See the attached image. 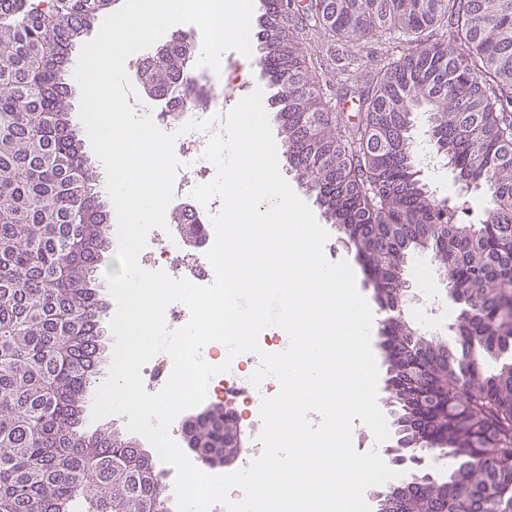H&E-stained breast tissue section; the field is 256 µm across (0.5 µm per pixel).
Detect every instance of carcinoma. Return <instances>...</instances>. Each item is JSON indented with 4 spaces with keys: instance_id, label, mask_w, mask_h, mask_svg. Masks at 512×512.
I'll return each mask as SVG.
<instances>
[{
    "instance_id": "obj_1",
    "label": "carcinoma",
    "mask_w": 512,
    "mask_h": 512,
    "mask_svg": "<svg viewBox=\"0 0 512 512\" xmlns=\"http://www.w3.org/2000/svg\"><path fill=\"white\" fill-rule=\"evenodd\" d=\"M111 0H0V512H167L161 477L128 439L83 427L104 351L112 268L108 204L71 126V47ZM337 40L384 39L405 51L376 65L336 110L295 20ZM257 65L271 86L287 170L344 233L391 313L383 341L394 433L411 453L454 459L401 484L396 512H512V0H286L255 18ZM448 40L425 44L431 28ZM189 39L174 33L144 69L152 91L189 88ZM459 179L488 189L479 224L452 218L419 178L413 116ZM428 251L458 311L456 346L417 331L403 268ZM235 453L237 417L195 419L188 442Z\"/></svg>"
}]
</instances>
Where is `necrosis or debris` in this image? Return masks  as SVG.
Returning <instances> with one entry per match:
<instances>
[{
  "label": "necrosis or debris",
  "instance_id": "1",
  "mask_svg": "<svg viewBox=\"0 0 512 512\" xmlns=\"http://www.w3.org/2000/svg\"><path fill=\"white\" fill-rule=\"evenodd\" d=\"M191 78L196 88L207 96L208 104L198 107L188 103L178 108L176 119H169L163 112L153 111L146 106H138L139 114L150 116L162 131L176 133L174 148L183 163L174 181V211L184 214L189 223L199 225L201 241L196 252H184L182 239L175 230L152 229L147 238V246L140 253V265L148 271L162 270L175 279L185 278L199 285L210 284L214 271L206 258L207 251L215 240L211 216L221 208L220 199H213L209 205H201L191 196L192 190L200 184L210 182L216 175L214 165L203 156L208 134L204 131H184L183 126L192 120H204L217 114H224L227 101L224 97V77L215 74L207 67H192ZM253 354L247 353L233 361L230 371L213 376L208 384L210 397L226 400L234 397L241 406V415L253 429H261L260 404L249 396H233V389L247 380L253 364Z\"/></svg>",
  "mask_w": 512,
  "mask_h": 512
}]
</instances>
